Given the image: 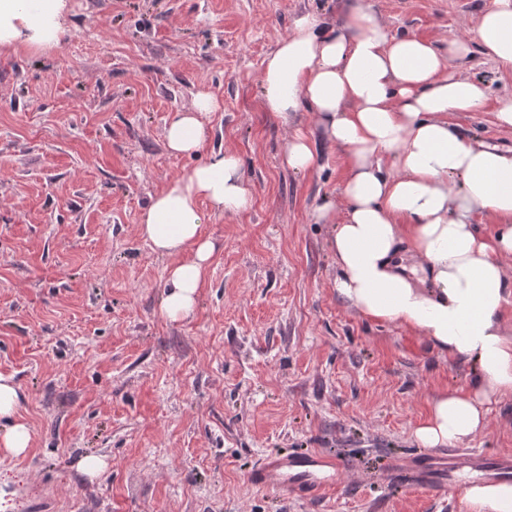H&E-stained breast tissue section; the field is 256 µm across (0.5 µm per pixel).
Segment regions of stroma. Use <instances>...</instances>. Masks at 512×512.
Returning a JSON list of instances; mask_svg holds the SVG:
<instances>
[{
  "label": "stroma",
  "instance_id": "obj_1",
  "mask_svg": "<svg viewBox=\"0 0 512 512\" xmlns=\"http://www.w3.org/2000/svg\"><path fill=\"white\" fill-rule=\"evenodd\" d=\"M364 3L390 35L444 48L495 0H71L56 46L0 54V374L32 428L26 456L0 455V512H469L390 472L423 454L416 426L471 365L337 296L316 212L342 203L343 153L314 112L262 103L263 62L296 18L334 25ZM460 73L489 98L449 122L511 152L495 113L512 73L477 52ZM201 91L222 103L205 149L171 156L167 122ZM297 131L316 155L300 172L283 159ZM218 149L239 157L251 205L207 215L205 285L171 322L167 261L138 224ZM470 445L512 453V396ZM310 449L345 463L319 503L252 485L265 454ZM90 455L108 463L94 479L78 469Z\"/></svg>",
  "mask_w": 512,
  "mask_h": 512
}]
</instances>
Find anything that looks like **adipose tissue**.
Returning a JSON list of instances; mask_svg holds the SVG:
<instances>
[{
	"instance_id": "obj_1",
	"label": "adipose tissue",
	"mask_w": 512,
	"mask_h": 512,
	"mask_svg": "<svg viewBox=\"0 0 512 512\" xmlns=\"http://www.w3.org/2000/svg\"><path fill=\"white\" fill-rule=\"evenodd\" d=\"M69 0H0V52H41L63 32ZM512 70V0H496L470 32L447 48L414 36H391L362 7L330 26L299 17L265 58L263 105L283 119L308 108L343 151L348 174L343 216L332 206L316 218L332 227L340 271L337 295L364 316L413 329L450 359L475 362L465 388L435 398L414 430L425 448L469 442L493 403L512 396V329L501 318L507 301L503 260L512 256V154L477 146L448 122L452 112H479L489 89L453 69L472 50ZM199 93L191 109L171 115L165 147L174 156L199 153L205 119L218 111ZM252 194L237 156L212 152L151 199L139 224L153 252L171 258L160 311L188 318L204 286L214 242L202 233L206 212L237 213ZM496 219L479 234L476 209ZM19 393L0 374V452L18 457L32 430L18 414ZM471 512H512V482L468 486Z\"/></svg>"
}]
</instances>
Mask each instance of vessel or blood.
Returning <instances> with one entry per match:
<instances>
[{
	"label": "vessel or blood",
	"mask_w": 512,
	"mask_h": 512,
	"mask_svg": "<svg viewBox=\"0 0 512 512\" xmlns=\"http://www.w3.org/2000/svg\"><path fill=\"white\" fill-rule=\"evenodd\" d=\"M342 472L339 459L311 450L267 455L250 474L262 490L306 502L321 500L336 486ZM393 477L410 487L442 493L458 492L473 480L512 477L511 455H489L476 448H448L396 463Z\"/></svg>",
	"instance_id": "b4317fda"
}]
</instances>
